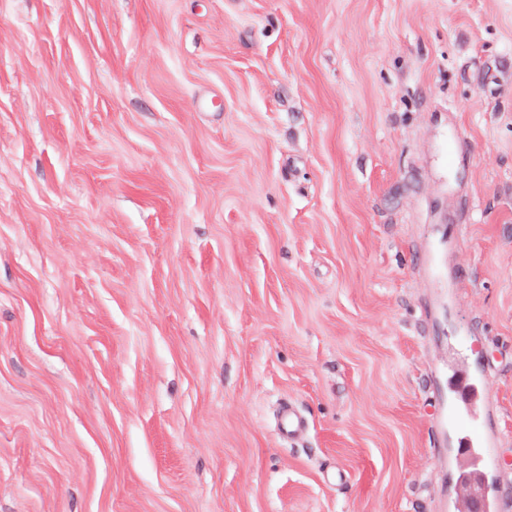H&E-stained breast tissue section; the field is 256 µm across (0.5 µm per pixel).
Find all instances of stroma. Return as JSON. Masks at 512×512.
<instances>
[{
  "mask_svg": "<svg viewBox=\"0 0 512 512\" xmlns=\"http://www.w3.org/2000/svg\"><path fill=\"white\" fill-rule=\"evenodd\" d=\"M475 364L512 512V0H0V512H468ZM307 428L305 418L294 408L284 405L279 413L278 430L284 438H293Z\"/></svg>",
  "mask_w": 512,
  "mask_h": 512,
  "instance_id": "obj_1",
  "label": "stroma"
}]
</instances>
